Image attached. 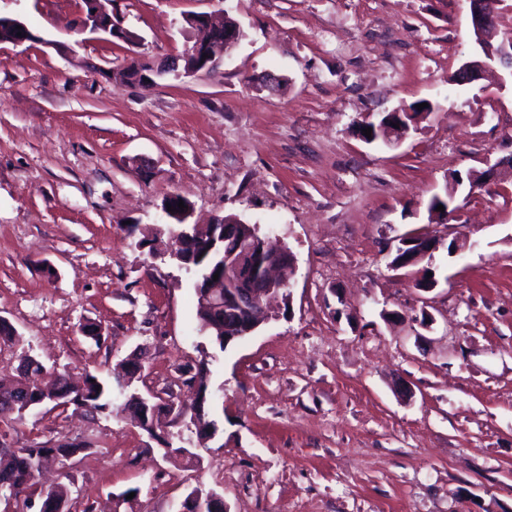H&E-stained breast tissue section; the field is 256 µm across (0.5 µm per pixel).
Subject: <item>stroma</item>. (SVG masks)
I'll return each mask as SVG.
<instances>
[{"mask_svg": "<svg viewBox=\"0 0 512 512\" xmlns=\"http://www.w3.org/2000/svg\"><path fill=\"white\" fill-rule=\"evenodd\" d=\"M81 6L0 0L34 35L0 42V317L22 337L0 374L28 353L105 379L134 354L139 392L183 398L203 367L217 431L174 463L129 420L48 404L0 419L7 443L86 444L69 512L130 488L174 512L195 487L230 512H512V86L455 84L468 0H112L123 39L83 32ZM197 13L244 31L215 71L113 78L182 54ZM421 103L399 143L359 136ZM470 170L486 183L429 220ZM173 195L187 223L232 215L294 256L289 305L227 349L191 275L152 255ZM411 232L437 247L393 270Z\"/></svg>", "mask_w": 512, "mask_h": 512, "instance_id": "obj_1", "label": "stroma"}]
</instances>
